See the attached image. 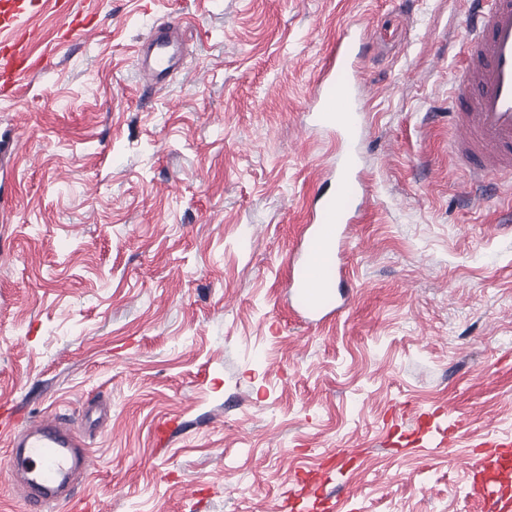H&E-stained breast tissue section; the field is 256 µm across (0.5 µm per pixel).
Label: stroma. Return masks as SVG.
Wrapping results in <instances>:
<instances>
[{"label":"stroma","mask_w":512,"mask_h":512,"mask_svg":"<svg viewBox=\"0 0 512 512\" xmlns=\"http://www.w3.org/2000/svg\"><path fill=\"white\" fill-rule=\"evenodd\" d=\"M467 0H103L82 42L0 91V422L63 415L98 512H274L332 469V512H489L467 461L512 436V175L473 196L448 92ZM186 67L139 72L152 24ZM356 24L365 212L344 312L304 323L285 276L339 143L304 113ZM106 402L88 428L89 402ZM453 446L397 447L414 413ZM465 423L466 420L462 415L453 417L452 421L448 423L445 429L436 427V435L426 441L425 445L421 446L428 448H445L451 446L457 438V434L463 429Z\"/></svg>","instance_id":"35a3bbf8"}]
</instances>
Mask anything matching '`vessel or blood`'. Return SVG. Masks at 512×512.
<instances>
[{
    "instance_id": "1",
    "label": "vessel or blood",
    "mask_w": 512,
    "mask_h": 512,
    "mask_svg": "<svg viewBox=\"0 0 512 512\" xmlns=\"http://www.w3.org/2000/svg\"><path fill=\"white\" fill-rule=\"evenodd\" d=\"M51 2L0 0V85L15 86L33 69V20ZM469 16L466 64L448 95V122L459 131L453 154L466 163L470 181L480 184L490 174L512 172V0H470ZM351 47L348 40L337 43L305 111L308 126L331 131L341 143L330 173L333 187L314 197L306 225L307 245L325 256L326 266L314 270L299 254L289 260L288 293L308 320L317 323L340 312L329 302L330 282L342 272V241L349 224L357 222L365 197L352 146L363 127V113ZM139 61L155 88H163L185 65L174 27L153 26ZM465 423L463 416L453 417L446 428L437 429L428 447L452 445ZM10 447L6 470L23 478L24 512H45L51 505L79 512L83 501L73 488L91 467L86 441L65 423L41 419L13 436ZM468 468L473 474L471 494L491 504L494 512H512V438L488 441L484 452L469 459ZM326 486V479L314 474L296 493L315 502L327 498Z\"/></svg>"
}]
</instances>
